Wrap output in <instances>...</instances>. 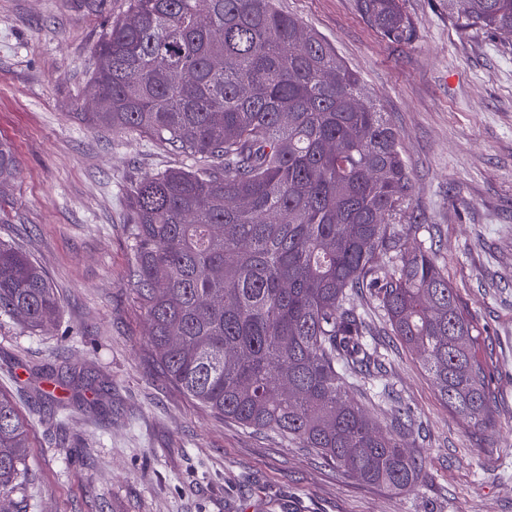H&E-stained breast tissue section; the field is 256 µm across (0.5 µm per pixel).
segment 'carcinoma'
I'll use <instances>...</instances> for the list:
<instances>
[{
  "instance_id": "carcinoma-1",
  "label": "carcinoma",
  "mask_w": 512,
  "mask_h": 512,
  "mask_svg": "<svg viewBox=\"0 0 512 512\" xmlns=\"http://www.w3.org/2000/svg\"><path fill=\"white\" fill-rule=\"evenodd\" d=\"M355 5L383 37L412 41L401 0ZM448 18L512 29V0H448ZM94 58L87 121L189 161L129 193L130 274L166 380L343 475L407 491L428 478L404 446L411 416L397 408L382 426L361 401L383 368L373 309L448 410L492 425L473 322L419 240L398 134L327 40L275 0H126ZM18 173L0 143V195ZM59 310L43 268L0 241V316L37 330ZM27 448L28 422L0 393L6 512L28 507Z\"/></svg>"
}]
</instances>
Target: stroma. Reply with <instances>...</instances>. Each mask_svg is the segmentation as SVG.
Wrapping results in <instances>:
<instances>
[{"label": "stroma", "mask_w": 512, "mask_h": 512, "mask_svg": "<svg viewBox=\"0 0 512 512\" xmlns=\"http://www.w3.org/2000/svg\"><path fill=\"white\" fill-rule=\"evenodd\" d=\"M335 48L400 137L410 211L471 317L495 400L492 427L451 414L418 355L377 336L429 478L397 493L319 454L244 428L165 380L134 299L131 185L184 158L134 132L79 120L93 48L125 0H0V142L16 182L0 239L60 297L33 332L0 316V391L30 422L29 512H512V34H466L447 0H403L398 44L355 0H276Z\"/></svg>", "instance_id": "obj_1"}]
</instances>
